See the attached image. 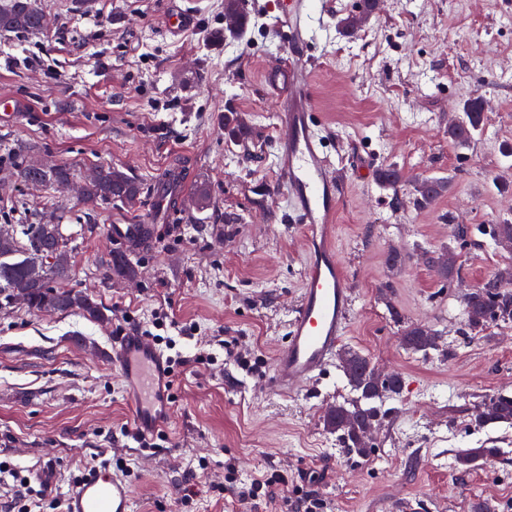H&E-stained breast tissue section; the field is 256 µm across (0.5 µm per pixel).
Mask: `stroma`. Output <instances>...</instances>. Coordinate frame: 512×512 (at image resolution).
Masks as SVG:
<instances>
[{
	"mask_svg": "<svg viewBox=\"0 0 512 512\" xmlns=\"http://www.w3.org/2000/svg\"><path fill=\"white\" fill-rule=\"evenodd\" d=\"M39 0L48 18L37 33L0 32V96L20 115L0 120V225L59 217L74 237L64 285L92 295L93 319L36 313L20 301L0 308V463L25 479L0 477V512H60L76 476L122 462L132 512H286L312 492L321 512H471L486 501L512 512V425L476 426L478 406L512 394V321L467 332L463 300L512 253L496 225L512 224V0H381L353 29L343 18L357 0H316L311 91L328 158L343 186L336 246L353 309L341 345L375 368L400 375L373 429L374 450L340 448L325 424L330 406L352 391L337 362L298 394L267 380L285 346L300 297L304 252L277 193V95L265 71L287 63L288 46L264 8L229 34L225 0H195L196 28L169 33L167 0ZM484 102L472 142L448 138L465 100ZM249 127L245 141L224 134V115ZM67 165L71 189L21 182L19 144ZM109 164L142 186L137 209L86 202L74 193L91 166ZM404 174L382 187L376 169ZM184 176L172 213L155 218L151 244L130 255L133 274L108 273L112 224L151 210L155 186ZM444 178L435 204H413L414 187ZM207 184L210 201L192 197ZM179 225V237L169 236ZM466 235L455 238L454 225ZM452 251L456 274L440 282L429 256ZM401 262L390 266L388 257ZM193 327L179 348L190 361L173 378V416L155 447H138L124 383L107 366L117 328L144 325L159 310ZM439 336L423 354L404 349L412 325ZM238 338L260 362L242 370L224 355ZM216 357L194 362L196 353ZM466 448L499 454L467 472L454 466ZM237 479H271L265 500L237 501Z\"/></svg>",
	"mask_w": 512,
	"mask_h": 512,
	"instance_id": "obj_1",
	"label": "stroma"
}]
</instances>
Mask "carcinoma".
Masks as SVG:
<instances>
[{"label":"carcinoma","instance_id":"1","mask_svg":"<svg viewBox=\"0 0 512 512\" xmlns=\"http://www.w3.org/2000/svg\"><path fill=\"white\" fill-rule=\"evenodd\" d=\"M43 17L37 0H0V32H40ZM462 110L463 118L448 125V138L459 146L469 144L484 121L480 98L466 100ZM224 133L238 141L250 135L248 127L235 112L224 113ZM32 152V146L18 148L22 162L15 168V173L20 181L59 188L69 183L70 169L67 166L55 164L39 169L29 162ZM447 187V181L441 178L422 180L415 187L414 203L420 208L431 206L444 195ZM83 194L87 200L106 204L119 202L133 208L140 203L142 188L125 172L102 164L98 177L85 183ZM60 246L68 247L61 225L52 221L19 225V235L0 244V300L7 303L22 293L27 298L28 308L39 312L78 311L90 318H101V307L88 295L57 286L59 281L69 277L67 263L53 271L44 268V258ZM106 266L118 275L132 273L128 259L119 253L111 254ZM511 281L512 267L506 266L468 293L464 311L470 331L479 332L493 322L512 320V290L505 287ZM401 343L406 349L426 352L438 348V336L425 326L414 325L405 330ZM339 368L348 385L357 392V400L348 405L338 403L332 406L324 422L330 431L336 433V438L349 454L365 458L370 456L372 448L363 437L384 418L379 402L400 395L402 379L397 374L379 377L366 355L350 349L341 353ZM474 422L482 427L495 423L512 424V395L500 394L490 399L476 411ZM498 452L497 448L463 450L456 456L455 465L462 471H468L478 461L492 458Z\"/></svg>","mask_w":512,"mask_h":512}]
</instances>
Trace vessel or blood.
Here are the masks:
<instances>
[{"label": "vessel or blood", "mask_w": 512, "mask_h": 512, "mask_svg": "<svg viewBox=\"0 0 512 512\" xmlns=\"http://www.w3.org/2000/svg\"><path fill=\"white\" fill-rule=\"evenodd\" d=\"M313 0H273L279 31L290 57L287 64L268 68L266 83L283 93L277 114L279 179L288 208L303 243L306 264L300 301L289 324L285 347L274 360L270 384L275 391H301L333 359L345 335L352 309L351 289L336 252V214L340 184L326 153V141L315 123L316 107L310 84L314 62L308 53V28ZM165 26L180 33L193 28L197 14L170 4ZM155 233L151 224H113L109 236L126 252L136 253ZM112 368L125 383L134 426L144 437L162 431L172 418V377L168 362L138 328L112 339ZM132 488L118 473L93 468L73 487L65 512H131Z\"/></svg>", "instance_id": "obj_1"}]
</instances>
